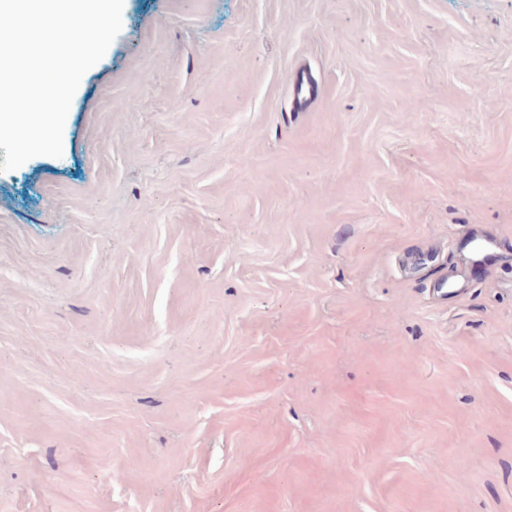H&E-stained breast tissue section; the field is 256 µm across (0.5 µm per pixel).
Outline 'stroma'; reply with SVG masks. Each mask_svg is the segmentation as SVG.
Returning a JSON list of instances; mask_svg holds the SVG:
<instances>
[{
	"label": "stroma",
	"mask_w": 512,
	"mask_h": 512,
	"mask_svg": "<svg viewBox=\"0 0 512 512\" xmlns=\"http://www.w3.org/2000/svg\"><path fill=\"white\" fill-rule=\"evenodd\" d=\"M122 21L0 172V512H512V0Z\"/></svg>",
	"instance_id": "obj_1"
}]
</instances>
